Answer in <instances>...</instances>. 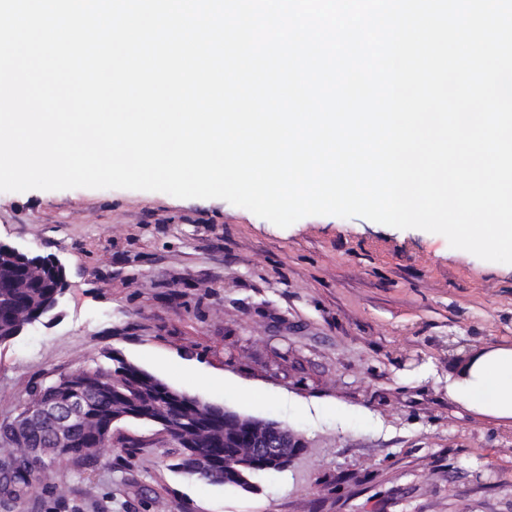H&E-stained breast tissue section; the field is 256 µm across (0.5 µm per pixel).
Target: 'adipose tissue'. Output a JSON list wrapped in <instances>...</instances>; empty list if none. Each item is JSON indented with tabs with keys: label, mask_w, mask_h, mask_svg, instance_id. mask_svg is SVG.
Masks as SVG:
<instances>
[{
	"label": "adipose tissue",
	"mask_w": 512,
	"mask_h": 512,
	"mask_svg": "<svg viewBox=\"0 0 512 512\" xmlns=\"http://www.w3.org/2000/svg\"><path fill=\"white\" fill-rule=\"evenodd\" d=\"M449 393L468 410L512 420V346L478 351Z\"/></svg>",
	"instance_id": "adipose-tissue-1"
}]
</instances>
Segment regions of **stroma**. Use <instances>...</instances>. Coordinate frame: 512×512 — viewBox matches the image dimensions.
I'll use <instances>...</instances> for the list:
<instances>
[{
    "label": "stroma",
    "mask_w": 512,
    "mask_h": 512,
    "mask_svg": "<svg viewBox=\"0 0 512 512\" xmlns=\"http://www.w3.org/2000/svg\"><path fill=\"white\" fill-rule=\"evenodd\" d=\"M0 242L66 270L53 317L0 344V419L124 362L305 444L250 494L175 471L179 443L126 419L14 512H512V421L448 393L473 352L512 344V264L420 229L280 228L126 189L0 192Z\"/></svg>",
    "instance_id": "1"
}]
</instances>
